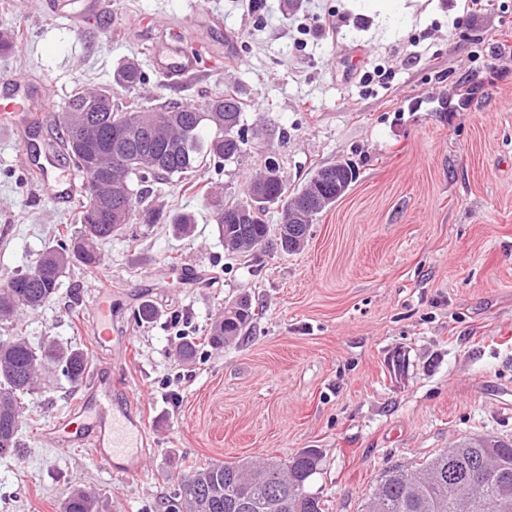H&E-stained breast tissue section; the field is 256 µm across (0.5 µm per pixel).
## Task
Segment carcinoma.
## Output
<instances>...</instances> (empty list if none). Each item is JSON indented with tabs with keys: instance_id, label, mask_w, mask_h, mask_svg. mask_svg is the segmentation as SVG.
Instances as JSON below:
<instances>
[{
	"instance_id": "obj_1",
	"label": "carcinoma",
	"mask_w": 512,
	"mask_h": 512,
	"mask_svg": "<svg viewBox=\"0 0 512 512\" xmlns=\"http://www.w3.org/2000/svg\"><path fill=\"white\" fill-rule=\"evenodd\" d=\"M114 82L131 90L145 84L146 77L138 63L129 61L118 69ZM113 98L109 88L78 87L58 116L57 132L47 145L74 164L83 184L111 172L126 182V195L112 200L103 212L89 208L87 203L82 205L78 227L57 233L54 242L40 253L38 274H18L0 288L1 323L50 301L68 269L78 265L91 270L104 263L100 244L140 216L143 192L131 188L132 178L148 183L185 177L207 164L222 167L246 153L248 139L240 125L246 102L235 89L201 105L166 99L126 112L114 109ZM71 112L82 113L96 139L84 144L69 140L66 128ZM116 124L122 128L118 142L110 138ZM117 150L124 156L118 167L113 164ZM355 178L350 163L336 161L316 169L303 185L291 191L283 176L261 173L247 185L245 198L219 196L213 206V220L224 240V251L235 257L258 250L300 249L317 216L335 204ZM275 204L281 206L283 219L273 225L267 223L266 215L268 206ZM117 207L123 212L120 221L112 218ZM299 212L305 215L300 221ZM168 221L179 235L193 232L195 221L189 213H171ZM244 302L238 311L224 309L212 323L208 332L211 346L221 347L247 332L257 313L249 298ZM45 365L61 367L74 384L82 382L86 373L85 355L60 343L52 341L36 349L23 336L0 343V456L12 455L20 447L22 412L17 397L34 387L38 371ZM481 458L487 466L485 489L461 505L451 484L467 478L471 465ZM320 462V453L313 448L286 460L269 459L259 464L244 460L209 462L180 479L170 512H325L318 494L302 496ZM504 486L512 493V443L494 438L471 443L466 439L423 463L385 468L360 512H498L499 492ZM62 512H98L97 498L88 490L74 488L67 494Z\"/></svg>"
}]
</instances>
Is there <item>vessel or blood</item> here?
<instances>
[{
	"instance_id": "vessel-or-blood-1",
	"label": "vessel or blood",
	"mask_w": 512,
	"mask_h": 512,
	"mask_svg": "<svg viewBox=\"0 0 512 512\" xmlns=\"http://www.w3.org/2000/svg\"><path fill=\"white\" fill-rule=\"evenodd\" d=\"M155 68L170 86L177 87L198 76L202 70L199 54L190 49L181 30L170 32L160 44H149ZM40 110L46 120H54L57 107L27 94H11L0 98V114L9 116L10 127L18 137H26L30 124L28 114ZM41 191L59 205L75 201L82 189L76 175L65 163L46 156L38 166ZM94 317L89 333L97 345L124 350L125 340L112 322V295L108 286L99 287L92 296ZM62 447H87L94 457L116 476L133 479L143 473L144 428L131 408L119 405L112 398V377L97 373L87 388L76 418L59 420L49 430Z\"/></svg>"
}]
</instances>
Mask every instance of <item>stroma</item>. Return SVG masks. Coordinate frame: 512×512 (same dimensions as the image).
Masks as SVG:
<instances>
[{
	"instance_id": "1",
	"label": "stroma",
	"mask_w": 512,
	"mask_h": 512,
	"mask_svg": "<svg viewBox=\"0 0 512 512\" xmlns=\"http://www.w3.org/2000/svg\"><path fill=\"white\" fill-rule=\"evenodd\" d=\"M199 2L112 0L86 13L71 0L58 16L49 0H0V30L14 39L0 73L26 91L61 105L77 81L113 87L133 60L148 82L118 91L119 107L160 94L200 104L233 87L249 139L240 162L150 183L144 211L194 214L191 236L137 220L102 244L100 269L68 270L49 302L0 324L2 342L55 340L82 350L89 372L111 371L148 449L129 481L90 449L54 447L43 432L84 387L46 368L22 398L19 454L0 456V512H59L76 487L96 494L99 512H168L192 465L306 448L322 456L309 489L326 512H358L391 464L464 436L512 441V65L490 64L512 51V0H489L467 29L451 0H416L394 37L370 34L343 0H209L220 64L172 88L145 46L187 25ZM328 13L337 33L318 27ZM270 158L292 188L338 160L357 178L299 251L228 258L207 196L244 195ZM33 166L0 135V286L31 270L76 212L40 193ZM104 283L130 338L122 354L85 332ZM244 294L260 310L248 336L211 347L218 312ZM147 301L158 314L138 321ZM185 338L197 345L189 364L175 354Z\"/></svg>"
}]
</instances>
